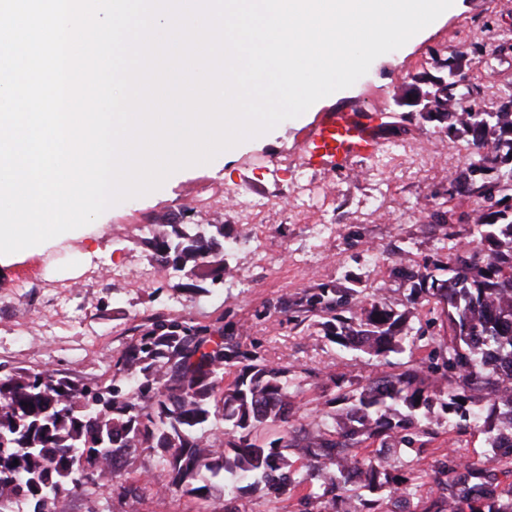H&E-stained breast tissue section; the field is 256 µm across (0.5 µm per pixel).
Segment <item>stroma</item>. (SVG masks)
I'll use <instances>...</instances> for the list:
<instances>
[{"instance_id":"1","label":"stroma","mask_w":512,"mask_h":512,"mask_svg":"<svg viewBox=\"0 0 512 512\" xmlns=\"http://www.w3.org/2000/svg\"><path fill=\"white\" fill-rule=\"evenodd\" d=\"M476 42L492 50L473 59L466 82L481 84L487 98H511L512 0H460L437 31L386 53L352 87L320 103L323 112L357 107L399 115L384 131L378 158L338 175L307 168L300 144L315 119L310 112L246 144L221 168L189 170L154 196L110 207L95 242L70 239L15 264L0 275V377L53 369L75 382L108 385L115 358L156 318L224 329L270 365L290 369L303 417L329 403L345 415L346 397L364 377L428 360L445 316L433 301L410 307V283L390 269L446 257L430 213L452 211L454 243L473 240L467 216L475 203L449 193L467 157L465 137L447 122L423 120L411 97L424 78L438 75L436 59ZM228 187L236 191L229 201ZM167 223L187 231L223 225L231 246L192 272L160 268L156 240ZM322 285L378 294L395 312H410L406 350L380 366L339 349L320 317L298 322L281 309V301ZM421 428L424 447L398 449L387 466L389 476L410 478L416 512L433 499L434 470L448 453L473 460L492 453L480 428L449 418L441 400ZM387 493L350 484L334 504L244 486L231 494L215 490L211 503L227 512H389Z\"/></svg>"}]
</instances>
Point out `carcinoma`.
Returning <instances> with one entry per match:
<instances>
[{
    "mask_svg": "<svg viewBox=\"0 0 512 512\" xmlns=\"http://www.w3.org/2000/svg\"><path fill=\"white\" fill-rule=\"evenodd\" d=\"M463 59L453 53L435 60L446 76L425 91L438 100L425 120L446 119L449 129L469 137L472 151L453 183L476 198L478 237L446 256V280L427 266L391 269L412 281L410 301L433 298L444 306L448 353L365 378L345 421L323 410L295 424L300 406L286 370L222 330L214 336L177 318L156 320L115 359L118 384L90 388L49 369L0 377V512H14L19 501L33 512H57V503L71 496L104 494L117 495L125 512H139L146 495L178 490L197 500V512H209L212 479L221 474L229 487L248 481L280 498L303 486L306 497L319 498L335 494L349 463L364 469V487L373 490L387 457L357 449L377 441L412 446L444 384L448 411L465 417L479 406L489 444L497 447L504 421L512 422L503 410L512 402V378L489 362L491 349L512 359V99L489 105L476 83L458 91ZM491 172L496 178L489 181ZM223 248L222 224L208 234L174 228L162 237L157 261L192 272ZM289 311L296 319L328 316L326 336L378 359L403 352L407 343L408 316L352 288H309ZM218 416L222 428L211 425ZM273 426L281 436L268 441L262 432ZM145 451L161 454V472L146 468L130 482L122 478L124 467H113L116 457L126 464ZM297 461L304 469L299 480L290 473ZM499 471V462L446 458L425 512H483L499 497Z\"/></svg>",
    "mask_w": 512,
    "mask_h": 512,
    "instance_id": "obj_1",
    "label": "carcinoma"
}]
</instances>
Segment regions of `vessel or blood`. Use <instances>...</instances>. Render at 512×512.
<instances>
[{
    "label": "vessel or blood",
    "instance_id": "b4317fda",
    "mask_svg": "<svg viewBox=\"0 0 512 512\" xmlns=\"http://www.w3.org/2000/svg\"><path fill=\"white\" fill-rule=\"evenodd\" d=\"M386 124L382 112L356 108L320 113L303 140L304 163L323 172H339L374 157Z\"/></svg>",
    "mask_w": 512,
    "mask_h": 512
}]
</instances>
